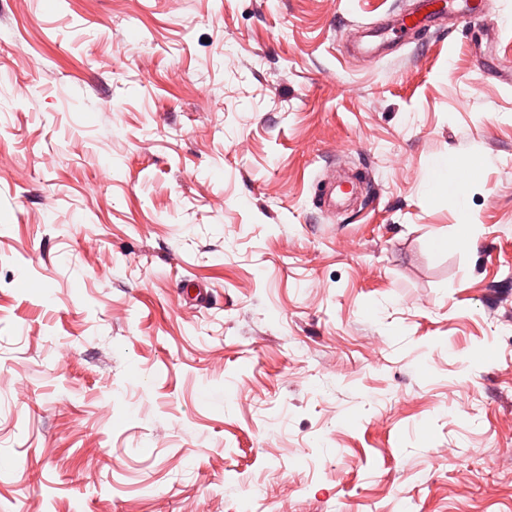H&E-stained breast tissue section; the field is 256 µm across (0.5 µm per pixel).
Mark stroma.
Here are the masks:
<instances>
[{
	"mask_svg": "<svg viewBox=\"0 0 512 512\" xmlns=\"http://www.w3.org/2000/svg\"><path fill=\"white\" fill-rule=\"evenodd\" d=\"M417 2L0 0V512H512V0ZM448 15H460L471 21L489 25L481 15L479 6L474 0H421L418 8L409 14L401 15L393 24H388L389 31H399L402 36L412 38L430 31L437 30L443 25ZM445 173L441 171V168L435 167L432 170L430 179L427 183V194L434 197L440 193H448V196L454 197L461 207V222H468L467 215L462 209L464 203L465 191L462 186L450 184V174L447 170Z\"/></svg>",
	"mask_w": 512,
	"mask_h": 512,
	"instance_id": "1",
	"label": "stroma"
}]
</instances>
